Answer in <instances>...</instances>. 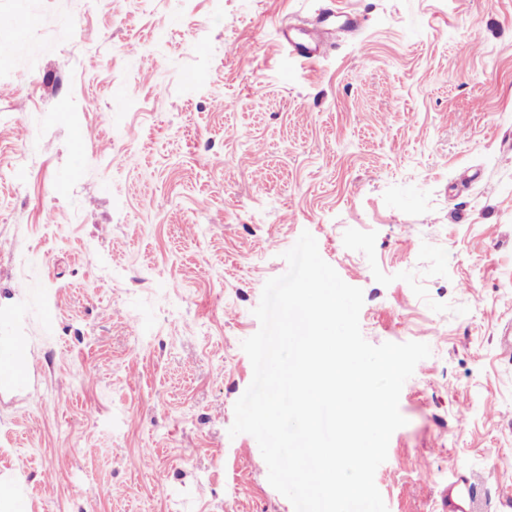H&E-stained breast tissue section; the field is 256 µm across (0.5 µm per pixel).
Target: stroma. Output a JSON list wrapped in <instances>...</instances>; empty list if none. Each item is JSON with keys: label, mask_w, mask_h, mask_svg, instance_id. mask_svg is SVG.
I'll return each instance as SVG.
<instances>
[{"label": "stroma", "mask_w": 512, "mask_h": 512, "mask_svg": "<svg viewBox=\"0 0 512 512\" xmlns=\"http://www.w3.org/2000/svg\"><path fill=\"white\" fill-rule=\"evenodd\" d=\"M362 25L314 62L319 11ZM0 512H294L229 437L302 232L371 344L427 343L388 512H512V0H0ZM26 312L18 321L8 313ZM281 33L283 39L286 41L287 46H289L291 51L301 59H304L308 62H314L318 57H320V42L317 39L311 38L310 43L303 44L294 42L289 37L288 28L282 29ZM24 357V346L20 339L12 336L7 340H0V385L31 395L29 375L19 362ZM471 485L467 479H461L456 484L448 489V496L450 499V512H467L466 504L471 501Z\"/></svg>", "instance_id": "stroma-1"}]
</instances>
